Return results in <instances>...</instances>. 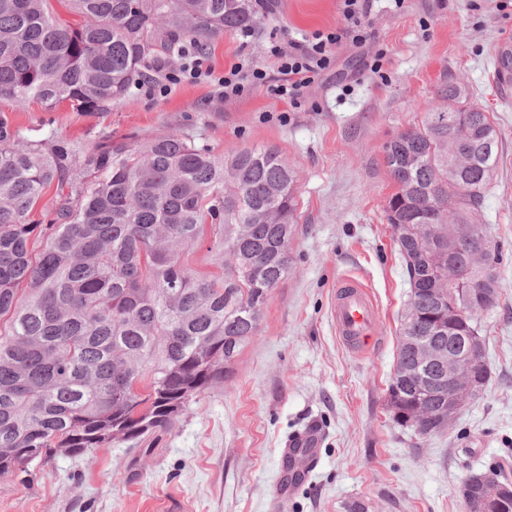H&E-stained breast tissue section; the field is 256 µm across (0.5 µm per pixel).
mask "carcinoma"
I'll return each instance as SVG.
<instances>
[{
	"instance_id": "1",
	"label": "carcinoma",
	"mask_w": 512,
	"mask_h": 512,
	"mask_svg": "<svg viewBox=\"0 0 512 512\" xmlns=\"http://www.w3.org/2000/svg\"><path fill=\"white\" fill-rule=\"evenodd\" d=\"M0 0V100L105 112L151 79L148 61L188 41L206 52L253 30L257 0ZM432 111L384 146L385 217L410 288L387 406L401 427L439 433L451 348L491 369L478 325L500 302L498 244L484 201L499 154L490 113L448 82ZM297 173L274 146L223 155L175 133L108 140L79 158L23 141L0 118V476L57 453L139 447L221 384L288 278ZM63 194L46 224L42 190ZM206 246L208 269L188 264ZM465 316L448 325V311Z\"/></svg>"
}]
</instances>
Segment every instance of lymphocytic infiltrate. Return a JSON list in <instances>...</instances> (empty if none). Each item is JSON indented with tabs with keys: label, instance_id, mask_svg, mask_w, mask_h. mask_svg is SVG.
Listing matches in <instances>:
<instances>
[{
	"label": "lymphocytic infiltrate",
	"instance_id": "f902f5d3",
	"mask_svg": "<svg viewBox=\"0 0 512 512\" xmlns=\"http://www.w3.org/2000/svg\"><path fill=\"white\" fill-rule=\"evenodd\" d=\"M340 13L345 21L343 27L330 32H316L311 37L295 41L281 42L271 39L268 51L277 63L276 77H269L261 68L245 69L236 63L216 74L207 57L190 56L178 74L172 75V82L181 79L191 81L208 80L222 90L224 98L231 99L242 95L255 86L272 85L280 98L297 103L306 88L321 77L333 64L332 49L343 40L353 44H364L371 12V0H339Z\"/></svg>",
	"mask_w": 512,
	"mask_h": 512
}]
</instances>
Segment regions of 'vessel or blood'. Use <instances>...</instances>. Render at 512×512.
Returning a JSON list of instances; mask_svg holds the SVG:
<instances>
[{"label":"vessel or blood","mask_w":512,"mask_h":512,"mask_svg":"<svg viewBox=\"0 0 512 512\" xmlns=\"http://www.w3.org/2000/svg\"><path fill=\"white\" fill-rule=\"evenodd\" d=\"M331 315L342 343L350 351L365 353L372 336L378 333L381 313L358 277L344 275L337 279ZM321 441L320 431L309 427L288 438L282 454L292 457L295 471L303 473L316 465Z\"/></svg>","instance_id":"obj_1"}]
</instances>
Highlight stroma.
I'll list each match as a JSON object with an SVG mask.
<instances>
[{
	"label": "stroma",
	"mask_w": 512,
	"mask_h": 512,
	"mask_svg": "<svg viewBox=\"0 0 512 512\" xmlns=\"http://www.w3.org/2000/svg\"><path fill=\"white\" fill-rule=\"evenodd\" d=\"M499 0H375L363 47L342 43L298 104L268 87L227 100L207 82L139 88L106 112L0 101L23 140H61L84 155L109 139L178 133L217 154L278 147L298 173L293 264L275 288L257 336L224 383L191 401L166 432L141 447L111 445L85 457L56 455L30 473L0 477V512H463L458 488L473 472L512 469V87L495 77L512 43V12ZM252 37L225 34L210 53L275 72L270 34L302 39L341 23L338 0H274ZM382 55L380 73L367 67ZM465 84L493 115L498 164L484 203L502 252L501 301L480 317L492 376L483 397L446 431L421 436L387 406L409 286L384 208L393 182L383 148L426 112L447 107L438 90ZM353 274L381 312V345L346 349L330 308L336 280ZM317 427L318 464L280 493V450Z\"/></svg>",
	"instance_id": "35a3bbf8"
}]
</instances>
